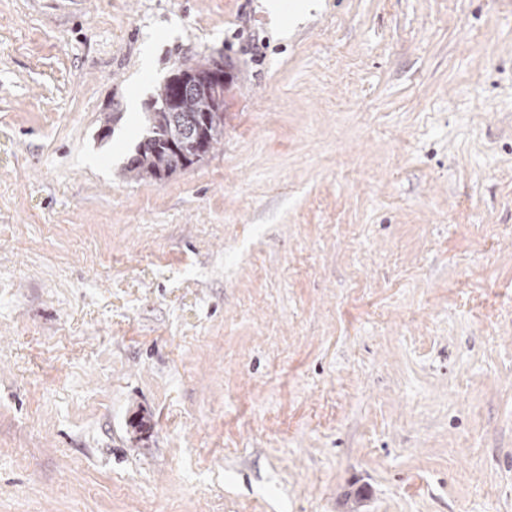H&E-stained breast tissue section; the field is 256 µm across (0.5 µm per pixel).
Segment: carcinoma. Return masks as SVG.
<instances>
[{"instance_id":"obj_1","label":"carcinoma","mask_w":512,"mask_h":512,"mask_svg":"<svg viewBox=\"0 0 512 512\" xmlns=\"http://www.w3.org/2000/svg\"><path fill=\"white\" fill-rule=\"evenodd\" d=\"M194 72L195 67L192 65L175 67L156 97L149 103L144 122L152 140L149 143H139L128 159L124 171L129 178L161 180L196 164V161L176 151L190 132L186 125L189 114L208 111V124L200 132L207 150H212L223 139L224 113L213 109L212 97L191 94L185 98L181 112H168L161 107V101L169 95L173 85L178 82L189 84L193 81Z\"/></svg>"}]
</instances>
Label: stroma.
<instances>
[{"label": "stroma", "mask_w": 512, "mask_h": 512, "mask_svg": "<svg viewBox=\"0 0 512 512\" xmlns=\"http://www.w3.org/2000/svg\"><path fill=\"white\" fill-rule=\"evenodd\" d=\"M264 2L0 0V512H512V0ZM194 65H179L174 68L170 77L160 87L156 97L152 99L147 107L144 116V124L148 134L137 145L135 152L130 156L124 168L125 175L131 179L161 180L177 172L186 170L190 166L200 162L197 159L204 155V147L209 152L224 137V112H219L220 107L213 110L211 103L212 94L208 97H200L198 94H190L184 100V109L182 112V100L185 95L197 90L212 93L213 89L219 88L224 84V62L223 60H211L200 66L196 72L194 83L193 74ZM183 82L188 85H178L172 88L175 83ZM171 92V93H170ZM170 93V94H169ZM169 95V96H168ZM168 96L167 99H165ZM164 100L165 107L171 112L161 107V101ZM208 111V124L204 125L200 132V137L194 140H188L183 144V152L190 151L195 153L194 159H187L175 148H180L183 139L187 138V133L191 132L186 125L188 114ZM148 137H153L150 143H144Z\"/></svg>", "instance_id": "1"}]
</instances>
